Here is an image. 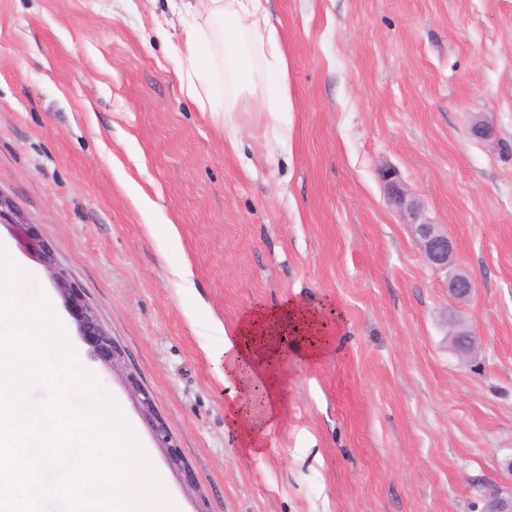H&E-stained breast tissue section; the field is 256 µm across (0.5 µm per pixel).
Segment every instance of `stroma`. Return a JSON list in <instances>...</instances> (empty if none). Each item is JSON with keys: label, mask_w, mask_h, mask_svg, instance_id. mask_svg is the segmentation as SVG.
<instances>
[{"label": "stroma", "mask_w": 512, "mask_h": 512, "mask_svg": "<svg viewBox=\"0 0 512 512\" xmlns=\"http://www.w3.org/2000/svg\"><path fill=\"white\" fill-rule=\"evenodd\" d=\"M288 47L292 152L267 164L257 99L202 111L175 75L188 0H0V194L49 246L120 346L92 360L36 254L0 224L80 365L123 408L180 512H479L512 484V0H271ZM206 81L229 80L219 22ZM496 137L472 138L475 117ZM395 168L447 227L466 304L423 260L379 179ZM176 224L171 244L149 230ZM187 265L190 287L173 270ZM333 303L342 349L299 368L261 453L225 427L208 318ZM479 338L459 357L448 319ZM147 388L194 475L154 442Z\"/></svg>", "instance_id": "stroma-1"}]
</instances>
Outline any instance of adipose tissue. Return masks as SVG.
I'll return each mask as SVG.
<instances>
[{
    "mask_svg": "<svg viewBox=\"0 0 512 512\" xmlns=\"http://www.w3.org/2000/svg\"><path fill=\"white\" fill-rule=\"evenodd\" d=\"M270 0H196V13L224 19L225 64L232 79L230 97L218 98L203 82L200 71L208 63L209 38L193 24L183 28L188 64L179 68L182 90L210 110L233 107L237 96L261 90L267 124L274 132L273 151L280 157L291 152L292 98L288 55L283 32L270 13ZM289 328L302 342L300 363L315 364L338 352L343 334L340 317L324 303L290 301L272 309L253 310L233 335H221L211 349L218 380L227 391L226 426L250 452L265 445V436L288 412L278 372L281 338L275 327Z\"/></svg>",
    "mask_w": 512,
    "mask_h": 512,
    "instance_id": "obj_1",
    "label": "adipose tissue"
}]
</instances>
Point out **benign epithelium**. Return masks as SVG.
<instances>
[{
	"mask_svg": "<svg viewBox=\"0 0 512 512\" xmlns=\"http://www.w3.org/2000/svg\"><path fill=\"white\" fill-rule=\"evenodd\" d=\"M379 177L388 203L397 210L403 223L409 225L426 263L437 271H448V265L453 263L455 254L454 242L448 236V231L425 215L421 201L409 192L395 168L382 167ZM13 225L21 230L26 249L38 254L48 269L54 288L62 296L70 316L77 325L78 335L89 347L90 357L101 361L112 370L118 369L123 359L122 351L107 334L92 306L83 298L68 275L56 266L50 250L31 226L17 219L13 221ZM446 288L454 300L466 302L475 291V282L467 273L457 272L447 276ZM451 326L455 349L464 356L474 355L478 348L476 336L457 321H451ZM127 385L131 394L137 399L141 412L151 422L155 443L160 448L170 449L169 463L184 469L185 479L191 480V473L185 469V464L166 423L154 416V401L150 392L132 376L127 377ZM481 501L483 503L481 512H512V488L505 489L492 484L484 491Z\"/></svg>",
	"mask_w": 512,
	"mask_h": 512,
	"instance_id": "benign-epithelium-1",
	"label": "benign epithelium"
}]
</instances>
